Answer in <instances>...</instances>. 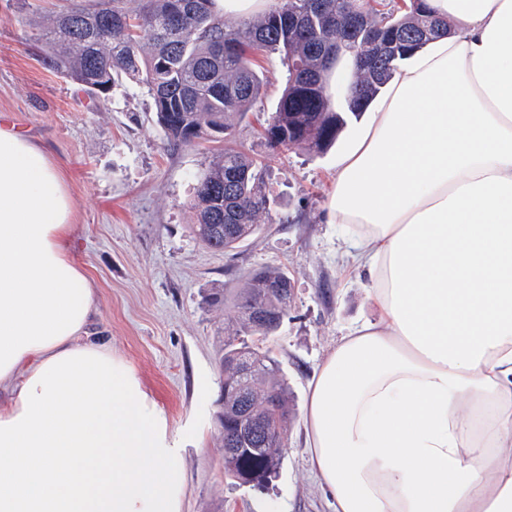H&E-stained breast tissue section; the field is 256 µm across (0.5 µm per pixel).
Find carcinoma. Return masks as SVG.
Masks as SVG:
<instances>
[{
	"mask_svg": "<svg viewBox=\"0 0 512 512\" xmlns=\"http://www.w3.org/2000/svg\"><path fill=\"white\" fill-rule=\"evenodd\" d=\"M129 2L60 11L42 34L43 61L96 96L125 80L144 85L172 146L231 141L263 91L257 56L272 50L286 82L261 135L274 150L322 153L411 52L448 30L425 0L397 12L377 8L379 0H278L232 23L217 0H137L134 10ZM347 56L354 79L343 86L334 73ZM274 205L263 170L226 146L196 177L192 231L209 248L232 251ZM292 288L281 267L254 271L234 299L238 320L224 327V475L236 487H265L284 459L287 391L280 362L260 343L281 327Z\"/></svg>",
	"mask_w": 512,
	"mask_h": 512,
	"instance_id": "cac0c4a2",
	"label": "carcinoma"
}]
</instances>
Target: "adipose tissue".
Wrapping results in <instances>:
<instances>
[{
    "label": "adipose tissue",
    "instance_id": "obj_1",
    "mask_svg": "<svg viewBox=\"0 0 512 512\" xmlns=\"http://www.w3.org/2000/svg\"><path fill=\"white\" fill-rule=\"evenodd\" d=\"M450 29L340 157L330 223L380 316L309 384L333 512H512V0H426ZM64 176L0 124V512H182L166 414L90 341Z\"/></svg>",
    "mask_w": 512,
    "mask_h": 512
}]
</instances>
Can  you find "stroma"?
I'll use <instances>...</instances> for the list:
<instances>
[{
    "instance_id": "obj_1",
    "label": "stroma",
    "mask_w": 512,
    "mask_h": 512,
    "mask_svg": "<svg viewBox=\"0 0 512 512\" xmlns=\"http://www.w3.org/2000/svg\"><path fill=\"white\" fill-rule=\"evenodd\" d=\"M63 3L0 0V115L41 145L66 179L74 252L96 288L92 329L168 417L186 475L183 512H332L308 464L307 389L337 340L378 318L366 277L328 222L326 197L349 133L319 155L273 151L260 131L281 97L284 68L278 53L260 56L264 90L236 142L263 167L277 204L243 246L212 251L192 232L190 203L219 144L169 146L145 87L123 84L103 103L46 66L38 36ZM267 266L287 268L295 285L268 341L288 382L293 419L277 477L261 489L239 488L224 476L218 422L219 358L235 312L211 298L239 291Z\"/></svg>"
}]
</instances>
